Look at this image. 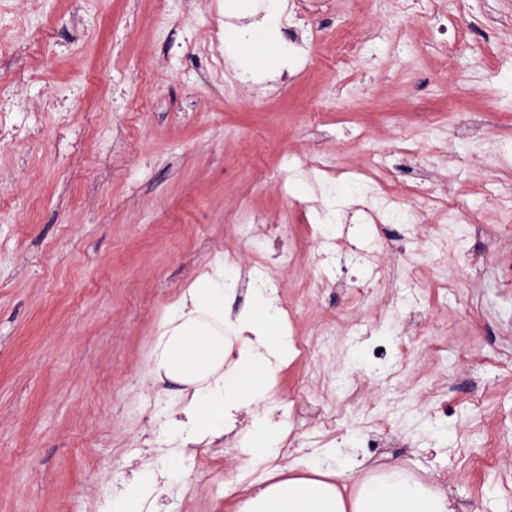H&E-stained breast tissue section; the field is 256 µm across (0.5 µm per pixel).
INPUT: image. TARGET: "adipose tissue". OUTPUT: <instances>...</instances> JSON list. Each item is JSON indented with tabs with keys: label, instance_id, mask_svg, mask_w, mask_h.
Returning <instances> with one entry per match:
<instances>
[{
	"label": "adipose tissue",
	"instance_id": "obj_1",
	"mask_svg": "<svg viewBox=\"0 0 512 512\" xmlns=\"http://www.w3.org/2000/svg\"><path fill=\"white\" fill-rule=\"evenodd\" d=\"M224 295L223 279L201 275L172 307L157 338L156 369L190 386L180 417L169 420L172 433L187 443L221 437L233 410L266 400L270 390L261 350L279 344L280 313L259 296L250 313L235 317L232 325L241 339L237 358L228 366L223 342L200 322L201 316L223 313ZM245 441L249 467L281 452V431L265 414L254 415ZM335 454V449H324L303 463V476L251 491L247 512H454L448 497L412 482L397 468L365 480L353 495H344L324 478L323 464ZM157 491L154 468L141 464L127 488L106 501L102 512H143L145 500Z\"/></svg>",
	"mask_w": 512,
	"mask_h": 512
}]
</instances>
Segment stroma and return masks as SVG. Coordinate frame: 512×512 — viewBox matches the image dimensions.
I'll return each mask as SVG.
<instances>
[{
	"label": "stroma",
	"instance_id": "obj_1",
	"mask_svg": "<svg viewBox=\"0 0 512 512\" xmlns=\"http://www.w3.org/2000/svg\"><path fill=\"white\" fill-rule=\"evenodd\" d=\"M309 20L303 57L245 82L216 30L251 24L225 0H0V86L37 131L0 147V512H101L140 461L184 454L149 512H240L251 409L229 440L150 442L153 407L181 406L152 351L201 273L267 266L296 301L271 351L285 453L263 471L338 451L337 481L397 467L455 512H512V0H284ZM352 34L357 55L326 47ZM321 180L383 187L417 226L377 210L365 242L378 295L318 286L321 216L352 237L355 201ZM259 212L281 225L243 232ZM478 212L438 248L449 214ZM287 258H279L280 250ZM388 340L376 378L374 338ZM357 413L337 435L322 419ZM391 413L378 454L358 446ZM364 456L360 469L351 456Z\"/></svg>",
	"mask_w": 512,
	"mask_h": 512
}]
</instances>
